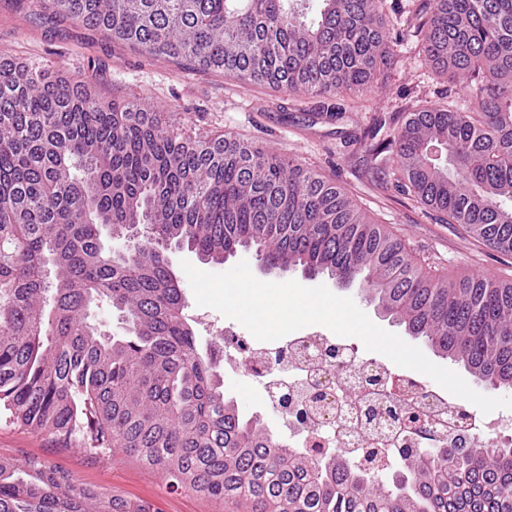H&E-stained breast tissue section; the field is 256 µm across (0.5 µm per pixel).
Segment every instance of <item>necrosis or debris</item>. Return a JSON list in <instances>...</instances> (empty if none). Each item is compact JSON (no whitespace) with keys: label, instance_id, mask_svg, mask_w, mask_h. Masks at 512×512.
I'll use <instances>...</instances> for the list:
<instances>
[{"label":"necrosis or debris","instance_id":"1","mask_svg":"<svg viewBox=\"0 0 512 512\" xmlns=\"http://www.w3.org/2000/svg\"><path fill=\"white\" fill-rule=\"evenodd\" d=\"M224 349L234 352L236 361L255 377L270 380L296 371L307 381L305 391H325V401L314 406L307 422L300 424L290 407L300 403L303 391L287 383L279 386V394L287 396L289 402L282 414L291 447L317 446L326 431L332 448H388L408 433L392 419L390 411L405 402V389L414 384V377L389 368L381 360L357 358L343 338L321 333L295 335L275 352L228 331L224 334ZM422 407L428 418L447 424L444 437L448 441L462 435L485 441L477 420L458 421L456 406L447 398L427 392Z\"/></svg>","mask_w":512,"mask_h":512}]
</instances>
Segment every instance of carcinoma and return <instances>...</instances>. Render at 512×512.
I'll list each match as a JSON object with an SVG mask.
<instances>
[{
	"mask_svg": "<svg viewBox=\"0 0 512 512\" xmlns=\"http://www.w3.org/2000/svg\"><path fill=\"white\" fill-rule=\"evenodd\" d=\"M386 0H23L136 47L290 96L362 98L384 86L400 34ZM421 64L461 101L408 114L392 185L512 255V0H425ZM124 249L106 247V229ZM224 263L301 267L349 286L436 353L512 388V282L424 270L393 232L295 158L234 136L184 137L139 100L105 101L0 59V409L96 460L118 453L244 512H512V446L432 456L292 448L224 395L222 343L201 348L168 248ZM118 312L125 334L95 327ZM0 512H155L48 462L0 457Z\"/></svg>",
	"mask_w": 512,
	"mask_h": 512,
	"instance_id": "cac0c4a2",
	"label": "carcinoma"
}]
</instances>
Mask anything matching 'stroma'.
Here are the masks:
<instances>
[{"label": "stroma", "mask_w": 512, "mask_h": 512, "mask_svg": "<svg viewBox=\"0 0 512 512\" xmlns=\"http://www.w3.org/2000/svg\"><path fill=\"white\" fill-rule=\"evenodd\" d=\"M0 54L45 65L74 80L95 71L98 92L108 101L136 97L161 109L178 102L175 126L182 135L213 139L229 133L283 157L299 159L337 182L372 222L392 230L415 255L441 273L453 278L480 273L512 281V256L491 250L457 225L441 223L434 212L397 193L383 173L390 152L377 158L370 152L371 145L392 137L409 112L461 95L459 85L422 66L415 40L405 39L397 47V60L388 69L383 88L362 103L345 100L344 112L333 119L325 115L327 99H290L267 86L152 58L82 27L29 17L15 0H0ZM184 260L201 271L217 274L244 260L262 281L331 286L328 277H310L298 268L263 272L251 251H238L222 265L200 262L185 251L173 257L177 264ZM181 286L188 302L186 314L201 344L219 340L227 328L244 333L238 321L197 306L189 281H182ZM217 372L225 396L236 399L247 414L264 418L274 437L287 439L284 420L273 411L264 382L222 362ZM0 457L20 462L30 457L45 459L80 484L145 500L156 512H224L220 504L198 493L170 491L161 476L144 469L136 458L119 454L107 462L95 461L79 449L58 447L47 436L1 415Z\"/></svg>", "instance_id": "1"}]
</instances>
